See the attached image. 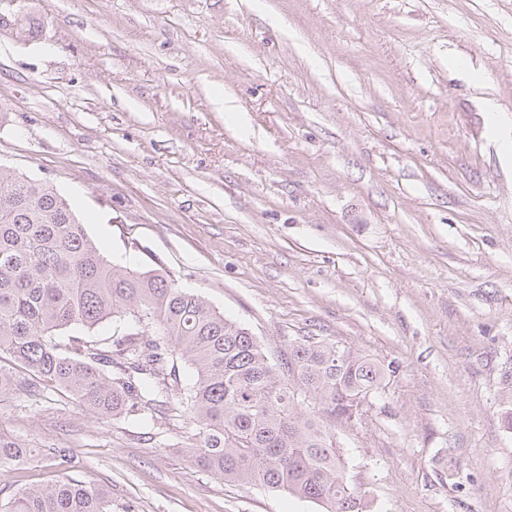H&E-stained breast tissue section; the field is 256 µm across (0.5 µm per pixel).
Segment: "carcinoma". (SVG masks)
<instances>
[{
    "mask_svg": "<svg viewBox=\"0 0 512 512\" xmlns=\"http://www.w3.org/2000/svg\"><path fill=\"white\" fill-rule=\"evenodd\" d=\"M41 28L30 12L0 14V29L19 41ZM107 321L112 336L94 335ZM388 376L370 355L313 336L272 358L167 271L109 260L52 186L0 169V399L65 390L150 440L183 418L196 430L191 462L217 478L362 512L365 492L347 475L336 425ZM34 453L0 436V466ZM0 512H112V496L65 472L19 490Z\"/></svg>",
    "mask_w": 512,
    "mask_h": 512,
    "instance_id": "cac0c4a2",
    "label": "carcinoma"
}]
</instances>
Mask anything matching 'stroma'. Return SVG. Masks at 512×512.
<instances>
[{"mask_svg": "<svg viewBox=\"0 0 512 512\" xmlns=\"http://www.w3.org/2000/svg\"><path fill=\"white\" fill-rule=\"evenodd\" d=\"M20 2L43 27L0 31V165L270 355L391 366L336 429L367 512H512V0ZM0 434L35 450L1 500L65 448L114 512H321L196 468L186 421L148 441L55 391L0 400Z\"/></svg>", "mask_w": 512, "mask_h": 512, "instance_id": "stroma-1", "label": "stroma"}]
</instances>
